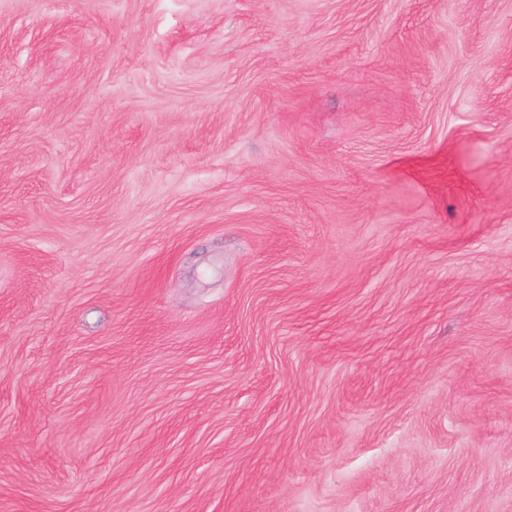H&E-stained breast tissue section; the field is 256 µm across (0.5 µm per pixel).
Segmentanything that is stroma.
Listing matches in <instances>:
<instances>
[{
	"instance_id": "35a3bbf8",
	"label": "stroma",
	"mask_w": 512,
	"mask_h": 512,
	"mask_svg": "<svg viewBox=\"0 0 512 512\" xmlns=\"http://www.w3.org/2000/svg\"><path fill=\"white\" fill-rule=\"evenodd\" d=\"M0 512H512V0H0Z\"/></svg>"
}]
</instances>
